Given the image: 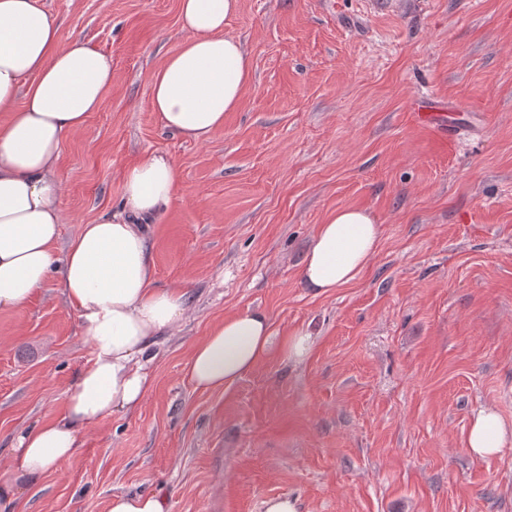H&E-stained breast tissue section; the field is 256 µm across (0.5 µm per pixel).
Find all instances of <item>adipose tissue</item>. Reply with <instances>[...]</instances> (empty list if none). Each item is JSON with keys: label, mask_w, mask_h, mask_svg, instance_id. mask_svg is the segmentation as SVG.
Wrapping results in <instances>:
<instances>
[{"label": "adipose tissue", "mask_w": 512, "mask_h": 512, "mask_svg": "<svg viewBox=\"0 0 512 512\" xmlns=\"http://www.w3.org/2000/svg\"><path fill=\"white\" fill-rule=\"evenodd\" d=\"M238 7L239 0H178L186 38L152 77L151 109L163 128L184 139H211L250 85L247 53L224 35L225 19ZM111 87V58L80 38L61 42L39 0H0V311L30 302L60 270L63 293L90 346L66 391L63 414L17 436L0 498H15L67 461L89 428L140 404L152 382L153 338L179 326L187 311L185 291L154 287L141 227L176 195L178 173L167 155L154 153L126 168L121 211L82 225L64 258L53 251L63 222L62 142L85 126ZM379 239L370 211L331 213L304 255V286L328 294L356 281ZM312 346L306 330L279 335L264 311L248 310L213 325L185 371L195 387L220 390L273 353L300 361ZM511 439L512 426L481 409L465 444L485 458Z\"/></svg>", "instance_id": "adipose-tissue-1"}]
</instances>
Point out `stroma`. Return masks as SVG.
<instances>
[{"label": "stroma", "mask_w": 512, "mask_h": 512, "mask_svg": "<svg viewBox=\"0 0 512 512\" xmlns=\"http://www.w3.org/2000/svg\"><path fill=\"white\" fill-rule=\"evenodd\" d=\"M240 0L224 25L253 69L211 141L165 130L151 77L183 40L178 0H40L61 41L112 59V88L62 143L64 257L81 225L121 207L124 170L151 153L179 172L146 225L153 285L188 293L157 340L133 411L0 512H108L118 493L171 512H512V442L473 457L474 413L512 425V0ZM455 103L477 135L453 154L408 119ZM382 228L368 269L327 295L301 267L342 208ZM260 309L314 336L221 391L185 363L224 317ZM89 356L59 276L0 312V475L17 436L61 413Z\"/></svg>", "instance_id": "1"}]
</instances>
